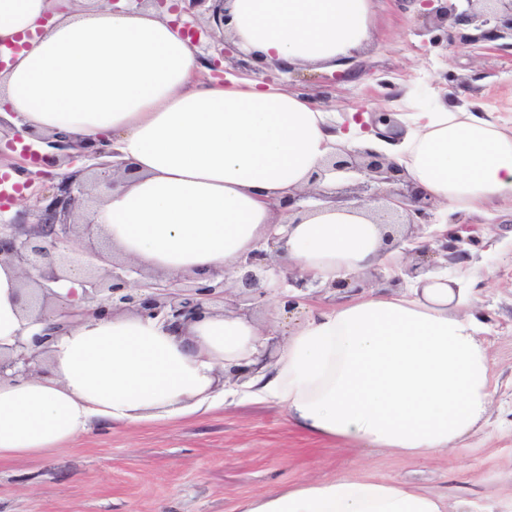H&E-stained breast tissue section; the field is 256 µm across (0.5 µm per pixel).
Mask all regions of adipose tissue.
<instances>
[{"instance_id":"adipose-tissue-1","label":"adipose tissue","mask_w":512,"mask_h":512,"mask_svg":"<svg viewBox=\"0 0 512 512\" xmlns=\"http://www.w3.org/2000/svg\"><path fill=\"white\" fill-rule=\"evenodd\" d=\"M368 0H232L228 29L258 65L336 68L369 37ZM0 114L39 133L97 138L138 177L95 210L113 250L155 273L228 268L276 223L281 198L368 141L334 126L300 93L258 80L199 77L166 12L77 10L69 0H0ZM395 153L439 204L512 207V126L445 105L404 115ZM285 261L320 283L401 261L366 208L317 204L290 225ZM17 270L0 264V351L34 317ZM451 279L432 274L395 296L372 291L309 314L287 334L252 394L282 404L320 439L408 459L462 446L488 413L492 368L472 315L449 310ZM263 340L213 313L172 329L117 314L72 326L47 372L0 381V461L40 456L93 427L189 418L223 404L224 369ZM238 512H444L441 497L345 473L240 501Z\"/></svg>"}]
</instances>
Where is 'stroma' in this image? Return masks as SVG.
<instances>
[{"mask_svg": "<svg viewBox=\"0 0 512 512\" xmlns=\"http://www.w3.org/2000/svg\"><path fill=\"white\" fill-rule=\"evenodd\" d=\"M371 39L346 67L267 65L263 82L302 93L345 120L350 113L421 112L476 103L512 121V39L430 42L421 0H370ZM22 165L20 189L0 203L10 219L58 177L92 167L78 155L40 172L13 132L0 134V170ZM484 248L464 263L483 323L494 382L492 407L458 452L407 460L386 448L317 439L292 427L276 403L228 399L187 420L96 428L38 458L0 462V512H236L247 497L347 472L447 496V512H512V212L465 215Z\"/></svg>", "mask_w": 512, "mask_h": 512, "instance_id": "1", "label": "stroma"}]
</instances>
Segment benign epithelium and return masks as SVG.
<instances>
[{
    "label": "benign epithelium",
    "mask_w": 512,
    "mask_h": 512,
    "mask_svg": "<svg viewBox=\"0 0 512 512\" xmlns=\"http://www.w3.org/2000/svg\"><path fill=\"white\" fill-rule=\"evenodd\" d=\"M206 0H188L185 9L187 35L205 36L209 47L220 56L228 53L224 30L209 25L194 28V8ZM434 14L437 24L433 29L448 33L445 22L472 24L484 28L481 38L494 41L500 37V28L512 30V0H499L504 4L503 13L479 14L472 9L475 0H461L463 9L448 5L450 0H424ZM47 146L58 151L74 150L84 157L97 159L102 151L81 141L63 135L45 138ZM335 171H357L377 184L371 199L380 197L387 201L386 214L374 219L376 224H407L410 234L399 239L393 232L384 234V240L394 248L424 234L432 239L435 247L425 244L420 248L404 250L415 256V261L405 274L416 278L448 264H458L471 257V250L483 248L481 237L469 224L451 223L441 229L432 223L435 201L405 180L402 167L373 150L362 149L339 157L329 164ZM132 175L129 166L124 168L108 161L95 165L90 176L80 172L63 176L51 189L37 196L29 208L0 224V264L16 267L22 277L25 304L37 309V321L46 324L41 333L29 339L17 337L6 354L0 353V379L29 376L43 371V355L48 352L56 333L73 323L79 312L68 309L67 302L52 290V285L66 279H76L87 302L92 308L87 313L107 317L121 312H131L142 317L161 318L180 327L194 320L204 311V305L222 300L224 311L237 316L251 317L252 311L266 305L268 298L278 294L287 310L308 301L307 290L319 287L311 276L290 271L281 265L277 255L283 252L288 234L275 233L278 225H271L268 236L255 248L244 254L229 270L217 269L199 273L191 284L183 285L187 274L172 277L147 274L128 261L114 258L112 247L104 239L101 226L92 218L89 203L103 200L104 196ZM309 198L341 202L343 198L330 196L321 190L299 191L283 200L280 209L288 215L306 210L300 202ZM80 234L88 239L85 250L74 256L55 255L60 243H67ZM232 280L234 292L225 288L226 279ZM278 338L268 339L260 349L255 365L232 370L236 380L256 371L270 360Z\"/></svg>",
    "instance_id": "obj_1"
}]
</instances>
